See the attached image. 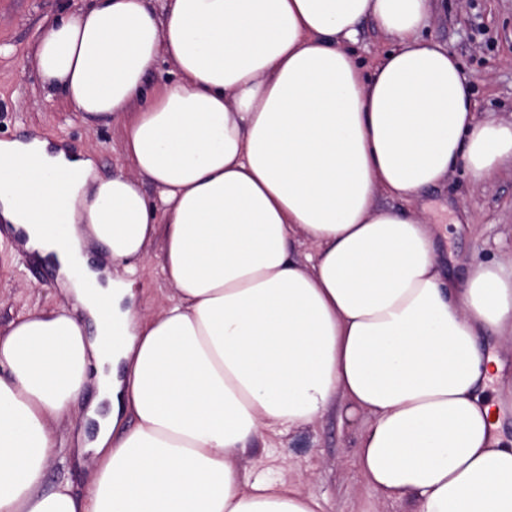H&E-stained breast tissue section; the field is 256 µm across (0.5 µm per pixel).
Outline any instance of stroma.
I'll use <instances>...</instances> for the list:
<instances>
[{"label": "stroma", "mask_w": 512, "mask_h": 512, "mask_svg": "<svg viewBox=\"0 0 512 512\" xmlns=\"http://www.w3.org/2000/svg\"><path fill=\"white\" fill-rule=\"evenodd\" d=\"M83 0H0V140L51 134L93 153L100 174H132L123 152L120 119L85 125L61 96L47 97L34 71V35ZM427 38L448 48L470 80L475 116L512 122V0H438ZM396 210H426L437 224L440 262L454 265L465 281L477 265L512 259V173L485 183L465 170L450 172L439 187L407 202L382 199ZM58 292L50 267L19 249H0V327L18 313L44 304ZM172 290L161 271L159 251L144 261L134 302L146 317L160 312ZM354 433L329 412L314 426L282 438L278 459L304 492L324 498L326 512H404L401 503L379 502L354 464Z\"/></svg>", "instance_id": "35a3bbf8"}]
</instances>
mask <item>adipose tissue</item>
Returning <instances> with one entry per match:
<instances>
[{
	"instance_id": "ef3b65f1",
	"label": "adipose tissue",
	"mask_w": 512,
	"mask_h": 512,
	"mask_svg": "<svg viewBox=\"0 0 512 512\" xmlns=\"http://www.w3.org/2000/svg\"><path fill=\"white\" fill-rule=\"evenodd\" d=\"M433 10L90 0L39 30L41 86L86 124L127 117L136 174L0 140V219L75 299L0 328V512H325L287 463L273 477L237 459L334 409L383 499L512 512V408L490 395L512 266L458 284L421 215L376 204L460 164L477 180L512 166V125L478 122L456 58L424 38ZM365 20L390 42L368 68L348 49ZM162 60L175 76L148 93ZM156 244L174 294L145 320L132 288ZM93 369L97 461L78 496L45 477Z\"/></svg>"
}]
</instances>
